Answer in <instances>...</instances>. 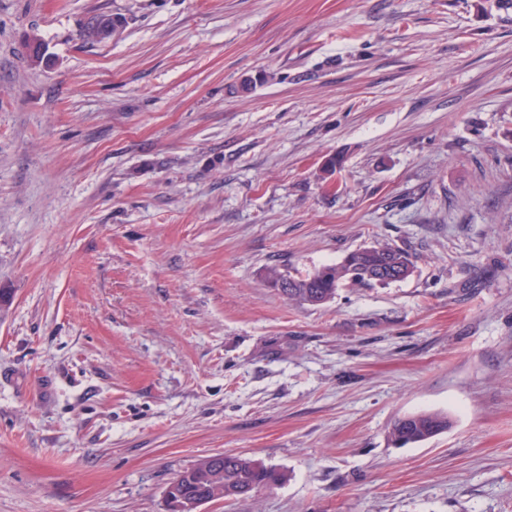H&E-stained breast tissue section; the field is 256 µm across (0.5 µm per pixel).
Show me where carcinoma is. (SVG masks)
<instances>
[{
  "label": "carcinoma",
  "mask_w": 512,
  "mask_h": 512,
  "mask_svg": "<svg viewBox=\"0 0 512 512\" xmlns=\"http://www.w3.org/2000/svg\"><path fill=\"white\" fill-rule=\"evenodd\" d=\"M104 16L98 15L83 27L80 37L93 43L106 40L101 27ZM414 264L411 257L389 245L360 248L348 253L344 259L324 265L311 273L291 276L272 267L268 278L274 287L284 280L290 288L281 294L290 301L312 306L327 303L344 286L372 287L376 277L394 272L410 276ZM448 415L439 412L418 413L396 420L390 430L391 440L400 445L415 444L432 437L437 429H448ZM278 481V473L258 459L234 454L209 456L181 472L173 483L184 485L200 498L214 494L226 500H237L259 488H270Z\"/></svg>",
  "instance_id": "carcinoma-1"
}]
</instances>
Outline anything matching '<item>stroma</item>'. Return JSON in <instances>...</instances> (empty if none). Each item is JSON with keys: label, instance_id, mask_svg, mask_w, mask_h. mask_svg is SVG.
<instances>
[{"label": "stroma", "instance_id": "stroma-1", "mask_svg": "<svg viewBox=\"0 0 512 512\" xmlns=\"http://www.w3.org/2000/svg\"><path fill=\"white\" fill-rule=\"evenodd\" d=\"M0 288V512H512V0H0ZM413 268V261L407 253L395 247L383 245L354 250L337 264L324 265L301 276L286 275L272 267L268 270V278L288 300L319 306L333 299L341 287H372L376 286L375 284L392 283L393 277L381 278L377 282L375 280L377 276L382 277L384 274L388 276L391 272H404L405 276L402 279L404 280L412 274ZM285 279H288L291 288H288V282L284 281ZM280 288L288 289L281 291ZM447 414L439 412L418 413L396 420L390 430L391 440L400 445L415 444L432 436L434 430L448 429ZM277 481L278 473L258 459L222 454L199 460L181 472L171 485H185L199 498L224 495V499L213 501H225L243 498L259 488H271ZM213 501L186 496L176 486H170L167 512H198V507Z\"/></svg>", "mask_w": 512, "mask_h": 512}]
</instances>
